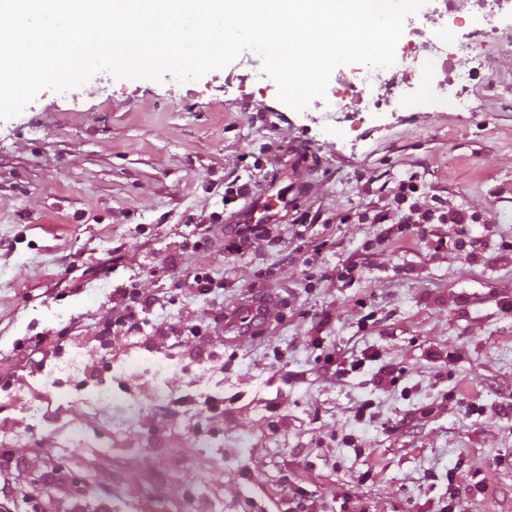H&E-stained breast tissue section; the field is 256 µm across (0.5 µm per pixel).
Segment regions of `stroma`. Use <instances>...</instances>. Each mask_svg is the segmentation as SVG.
Segmentation results:
<instances>
[{
    "label": "stroma",
    "instance_id": "35a3bbf8",
    "mask_svg": "<svg viewBox=\"0 0 512 512\" xmlns=\"http://www.w3.org/2000/svg\"><path fill=\"white\" fill-rule=\"evenodd\" d=\"M252 58L185 83L46 89L0 121L10 512L31 485L44 512H512V40L474 49L468 109L385 106L354 131L256 86ZM233 180L244 193H226ZM405 182L418 205L475 223L390 235ZM258 197L268 240L233 256L224 227ZM462 234L482 240L477 256ZM347 261L359 274L337 279ZM193 269L221 288L167 296ZM131 283L167 300L104 350L95 333ZM254 293L267 325L217 362L146 341L159 323L223 328ZM64 327L31 367L36 336ZM339 351L378 359L336 378ZM101 385L111 405L93 402Z\"/></svg>",
    "mask_w": 512,
    "mask_h": 512
}]
</instances>
